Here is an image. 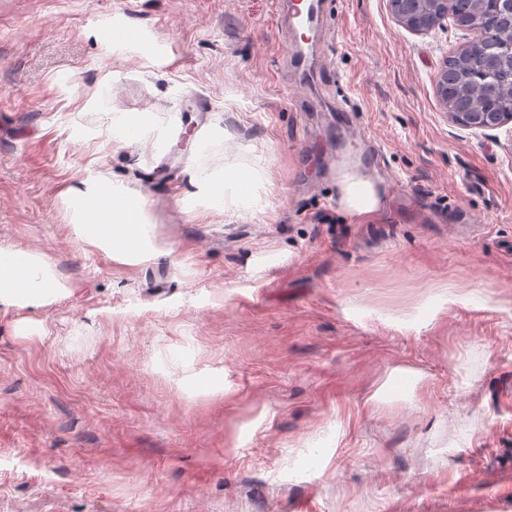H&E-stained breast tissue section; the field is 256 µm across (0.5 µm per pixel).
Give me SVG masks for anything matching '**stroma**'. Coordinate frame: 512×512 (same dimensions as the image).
I'll list each match as a JSON object with an SVG mask.
<instances>
[{
  "label": "stroma",
  "mask_w": 512,
  "mask_h": 512,
  "mask_svg": "<svg viewBox=\"0 0 512 512\" xmlns=\"http://www.w3.org/2000/svg\"><path fill=\"white\" fill-rule=\"evenodd\" d=\"M278 2L0 0V244L70 285L0 306V512H512V129L435 88L470 33L322 0L287 57ZM116 113L146 126L115 142ZM198 166L256 205L204 208ZM90 173L165 256L80 240ZM451 121L475 131H492L512 123V112H448ZM339 184L341 202L348 213L361 217L373 214L379 209V194L371 178L345 173Z\"/></svg>",
  "instance_id": "obj_1"
}]
</instances>
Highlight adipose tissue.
Here are the masks:
<instances>
[{
	"mask_svg": "<svg viewBox=\"0 0 512 512\" xmlns=\"http://www.w3.org/2000/svg\"><path fill=\"white\" fill-rule=\"evenodd\" d=\"M193 182L197 199L210 209L247 211L256 202L245 173H228L215 179L198 170ZM340 188L341 202L348 213L361 217L379 209V194L371 178L346 173ZM70 210L71 223L81 240L111 260L137 265L159 256L155 226L142 200L121 187L104 185L94 175H87L70 192ZM68 290L44 255L0 246V305L45 306Z\"/></svg>",
	"mask_w": 512,
	"mask_h": 512,
	"instance_id": "ef3b65f1",
	"label": "adipose tissue"
}]
</instances>
